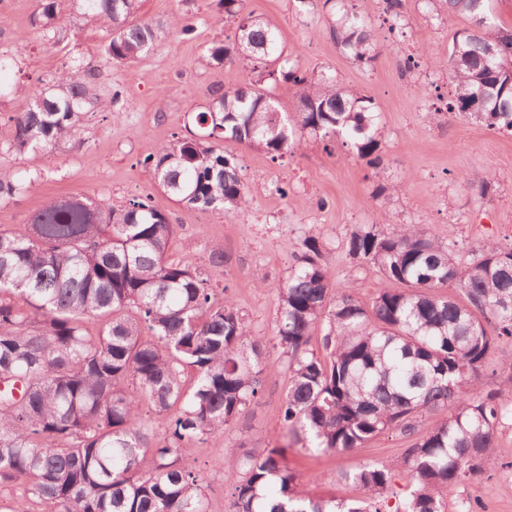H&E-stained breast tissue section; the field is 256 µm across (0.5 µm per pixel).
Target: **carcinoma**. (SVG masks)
<instances>
[{
  "label": "carcinoma",
  "mask_w": 512,
  "mask_h": 512,
  "mask_svg": "<svg viewBox=\"0 0 512 512\" xmlns=\"http://www.w3.org/2000/svg\"><path fill=\"white\" fill-rule=\"evenodd\" d=\"M236 22L234 38L214 47L217 65L245 58L251 41L256 80L213 86L195 130L148 155L155 182L191 208L243 210L247 190L234 155L220 142L276 159L308 133L341 142L374 168L382 164L374 99L315 77L290 60L278 26L244 0H219ZM350 0H324L330 32L360 64L376 59L368 21ZM469 18L455 33L447 112L467 113L512 134V28L497 23L491 0H437ZM71 9L111 31L110 60L132 63L182 17H139L142 0H70ZM58 0H38L32 26L56 30ZM267 80L295 90L282 112ZM102 102L93 73L63 66L13 117L11 146L46 160L81 140L87 107ZM27 181L0 171V202ZM181 225L149 200L122 209L83 196L44 201L20 232L0 230V488L45 512H208L193 448L224 431L262 391V373L285 368V435L339 454L400 431L420 434L394 467L364 464L343 474L366 499L338 500L299 490L288 447L225 458L229 512H446L448 491L486 473L494 433L512 418V400L477 382L491 352L512 338V245L459 263L416 224H367L351 232L347 255L378 269L384 286L369 303L333 289L323 244L305 237L277 287L271 347L252 336L245 315L213 292L211 276L168 252ZM323 326L324 357L309 348ZM169 416L159 441L144 411ZM443 413L424 433L423 418ZM404 481L394 503L384 498Z\"/></svg>",
  "instance_id": "cac0c4a2"
}]
</instances>
